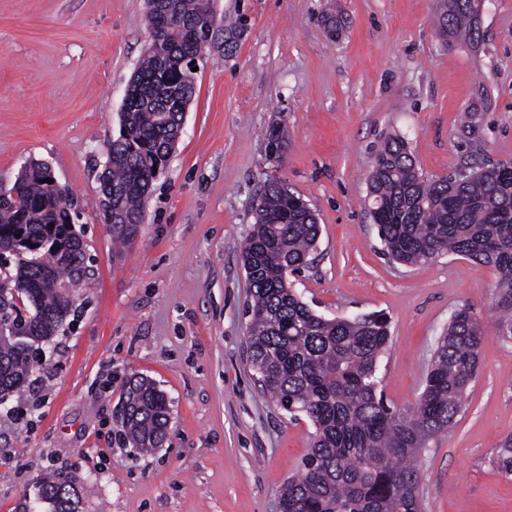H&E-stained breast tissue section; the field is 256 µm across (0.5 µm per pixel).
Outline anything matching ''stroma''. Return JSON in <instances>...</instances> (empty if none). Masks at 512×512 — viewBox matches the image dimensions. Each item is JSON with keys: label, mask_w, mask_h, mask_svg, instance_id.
<instances>
[{"label": "stroma", "mask_w": 512, "mask_h": 512, "mask_svg": "<svg viewBox=\"0 0 512 512\" xmlns=\"http://www.w3.org/2000/svg\"><path fill=\"white\" fill-rule=\"evenodd\" d=\"M212 5L245 30L199 60L141 230L116 249L95 206L97 175L151 41L146 0H0V182L47 163L85 208L92 266L70 331L33 352L27 386L0 400V512L48 472L82 492V512H275L313 428L266 398L248 362L242 249L273 177L320 224L309 267L289 277L297 294L328 318L388 316L380 376L390 404L415 407L455 310L480 318L479 373L454 425L422 450L417 495L422 512H512V478L492 463L512 434L496 275L456 255L388 259L367 183L392 137L429 177L512 160V0H485L479 42L452 47L434 27L435 0ZM274 125L286 141L271 155ZM133 375L169 402L168 438L148 455L118 439Z\"/></svg>", "instance_id": "1"}]
</instances>
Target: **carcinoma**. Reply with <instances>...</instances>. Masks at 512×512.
<instances>
[{
  "label": "carcinoma",
  "mask_w": 512,
  "mask_h": 512,
  "mask_svg": "<svg viewBox=\"0 0 512 512\" xmlns=\"http://www.w3.org/2000/svg\"><path fill=\"white\" fill-rule=\"evenodd\" d=\"M168 14L149 13L161 37L131 82L134 96L121 112L122 134L109 142L98 174V199L112 212V239L130 242L156 174L164 170L181 131L179 100L193 96L188 59L211 40L207 0H164ZM482 0H437V31L447 46L479 40ZM466 175L426 177L407 143L385 141L368 175L370 213L390 259L403 265L456 255L496 273V329L512 343V160L467 167ZM49 178L45 164L25 165L0 190V247L13 252L14 270L0 280V320L23 335L0 337V399L21 390L31 348L69 328L76 288L88 275L86 245L75 227L80 202ZM242 253L252 288L246 343L250 367L264 393L313 426L300 473L288 477L281 512H420L417 459L427 442L460 415L476 376L483 327L471 308L454 311L440 337L415 407L389 405L379 389V362L390 344L380 312L326 319L294 293L288 274L307 267L320 224L309 204L279 181H267ZM122 440L140 451L162 446L169 403L143 377L125 384ZM495 467L512 477V435L500 443ZM80 512L66 478L39 482L34 501L18 512Z\"/></svg>",
  "instance_id": "obj_1"
}]
</instances>
